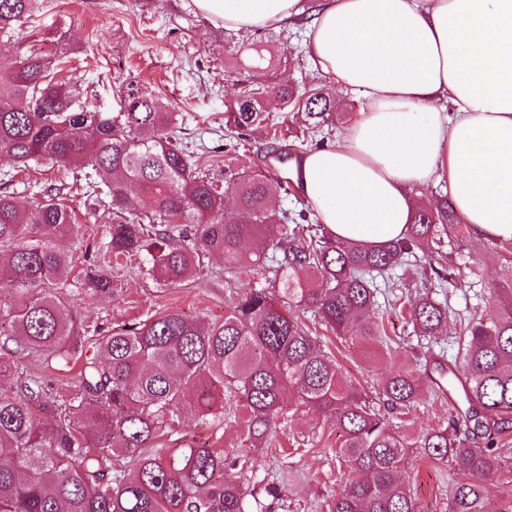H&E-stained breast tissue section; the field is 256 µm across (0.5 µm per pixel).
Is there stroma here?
Listing matches in <instances>:
<instances>
[{
  "label": "stroma",
  "mask_w": 512,
  "mask_h": 512,
  "mask_svg": "<svg viewBox=\"0 0 512 512\" xmlns=\"http://www.w3.org/2000/svg\"><path fill=\"white\" fill-rule=\"evenodd\" d=\"M307 23L303 16L280 28L241 35L225 31L193 0H39L17 36L0 38V65H9L31 47L44 57L62 59L61 80L79 89L81 105L97 112L119 111L127 87H139L164 108L180 112L184 142L217 147L210 159L215 169L224 167L229 152H221L220 147L227 144L230 152L240 156L243 168H260L273 179L281 171L269 156L274 147L270 128L290 127L291 116L280 102L270 101L267 125L240 138L229 137L225 107L237 98L241 86L225 76L224 60L231 50L254 43L273 50L285 44L289 56L279 69L261 75V83L272 86L285 76L298 91L309 83L325 87L324 78L312 75L305 42ZM73 178L72 171L41 160L21 172L8 189L35 200L49 184L69 183ZM447 252L450 279L426 274L415 262L394 271L392 294L414 297L417 284L423 282L434 299L447 304L450 332L440 336L431 356L451 360L457 352L452 335L457 319L492 303V288L512 269V253L498 249L492 241L475 242L464 224ZM260 280L259 274L244 270L225 277L223 259L214 256L199 280L187 287H161L148 277L131 275L124 277L114 297L92 299L76 292L69 302L73 315L85 325L109 326L117 318H143L166 310L180 312L191 321H218L238 293ZM373 318L390 338L388 345L374 351L350 348L325 327L316 330L326 350L335 355L344 379L367 389L414 365L423 353L400 307L381 308ZM339 443L334 425L301 410L290 411L285 433L274 448L256 450L243 442L236 429L224 432L225 452L245 463L246 484L258 490L268 484L278 489L274 512H324L327 500L340 493L345 483V468L336 453ZM405 476L422 512H448V490L454 480L448 466L415 451L407 460Z\"/></svg>",
  "instance_id": "obj_1"
}]
</instances>
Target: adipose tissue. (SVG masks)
Here are the masks:
<instances>
[{
  "instance_id": "ef3b65f1",
  "label": "adipose tissue",
  "mask_w": 512,
  "mask_h": 512,
  "mask_svg": "<svg viewBox=\"0 0 512 512\" xmlns=\"http://www.w3.org/2000/svg\"><path fill=\"white\" fill-rule=\"evenodd\" d=\"M194 2L240 34L311 12L315 69L366 99L343 138L305 154L297 173L336 240L403 239L414 191L433 180L475 241L512 240V0Z\"/></svg>"
}]
</instances>
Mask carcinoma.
Listing matches in <instances>:
<instances>
[{
	"instance_id": "obj_1",
	"label": "carcinoma",
	"mask_w": 512,
	"mask_h": 512,
	"mask_svg": "<svg viewBox=\"0 0 512 512\" xmlns=\"http://www.w3.org/2000/svg\"><path fill=\"white\" fill-rule=\"evenodd\" d=\"M34 0H0V33H10ZM266 49L252 48L249 66H273ZM61 66L35 51L0 66V155L22 168L48 159L84 173L83 197L112 214L100 246L105 262L82 270L75 290L92 298L116 293L112 261L143 254L141 273L159 286L189 285L212 254L224 274L262 272L266 252L276 279L236 298L224 320L201 325L175 311L143 320L77 324L67 295L79 243L65 185L25 205L0 193V268L16 299L0 301V512H271L234 475L237 460L224 455V421L232 419L253 448L279 442L289 401L336 426L337 454L352 478L326 504V512H419L402 478L409 449L448 463L459 476L449 512H489L482 481L508 470L493 439L512 428V276L495 292L505 298L460 322L461 363L438 372L442 392L460 393L454 418L412 440L381 408L401 416L416 402L427 369L393 373L371 391L348 384L336 359L297 308L358 348L383 340L367 321L358 333L351 319L379 307L389 275L424 252L429 268L447 258L446 240L459 224L448 196L416 202L405 238L380 246L336 240L322 224H288L269 206L289 190L265 172L224 170L219 176L200 157L178 146L180 114L161 110L154 97L128 85L120 112L89 111L78 92L57 80ZM273 90L304 116L308 133L338 116L336 100L319 89L298 98L282 78ZM266 88L250 83L227 105L225 124L246 131L267 120ZM231 191L236 206L224 207ZM245 240L261 251H241ZM409 322L429 339L448 326V307L422 292L410 303ZM26 351L51 364L78 365L73 382L17 372ZM192 409L217 434L196 444L182 433L181 413Z\"/></svg>"
}]
</instances>
